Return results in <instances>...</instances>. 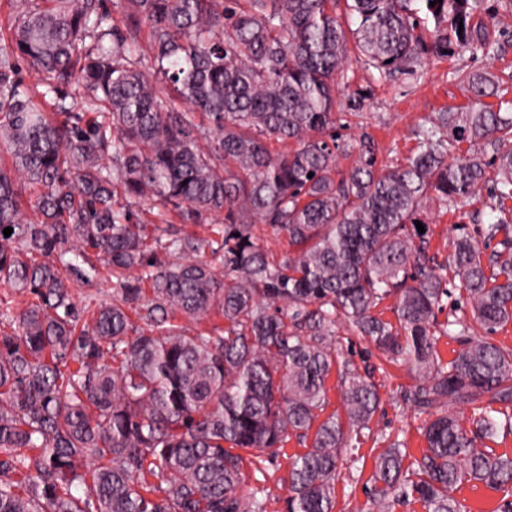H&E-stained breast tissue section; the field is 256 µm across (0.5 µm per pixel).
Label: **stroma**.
Wrapping results in <instances>:
<instances>
[{
	"mask_svg": "<svg viewBox=\"0 0 512 512\" xmlns=\"http://www.w3.org/2000/svg\"><path fill=\"white\" fill-rule=\"evenodd\" d=\"M482 13L497 42L495 57L459 51L447 59L429 58L421 74H399L387 81L378 80L359 63H350L348 80H337L336 99L343 112H367V125L351 127L354 138L368 137L374 141L379 161H405L416 148L411 131L439 112L469 107L473 101L470 89L455 77L456 70H486L494 73L512 71V9L504 10L500 0H482ZM424 218L428 223L430 251L438 261H445L452 252L454 230L458 224H474L488 219L481 199H473L461 212H448L437 202H427ZM375 381L382 398L372 423L371 433L356 442L358 463H344L336 482L334 512H375L367 491L373 457L378 444L376 433L405 437L411 456H420L425 442L420 437L410 405L404 404L400 393L412 383L403 366H388L377 373ZM306 440L290 438L279 455L258 461L244 472L242 490L263 482L270 494L268 512H284L286 481L294 456L309 448Z\"/></svg>",
	"mask_w": 512,
	"mask_h": 512,
	"instance_id": "stroma-1",
	"label": "stroma"
}]
</instances>
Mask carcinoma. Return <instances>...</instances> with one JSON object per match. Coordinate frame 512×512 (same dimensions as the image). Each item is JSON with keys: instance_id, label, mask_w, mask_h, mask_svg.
<instances>
[{"instance_id": "obj_1", "label": "carcinoma", "mask_w": 512, "mask_h": 512, "mask_svg": "<svg viewBox=\"0 0 512 512\" xmlns=\"http://www.w3.org/2000/svg\"><path fill=\"white\" fill-rule=\"evenodd\" d=\"M430 2L112 0L119 27L104 0H17L0 31V512H267V488L241 492L245 452L310 435L286 512H333L351 434L380 407L374 370L339 356L342 326L377 369L407 367L421 416V457L396 438L373 458L377 512H465L466 483L512 512V455L485 445L512 435V348L493 340L512 322V117L482 102L512 75L460 74L475 104L413 128L403 164L336 132L352 57L386 79L497 52L478 0ZM483 190L490 220L457 226L437 262L426 201L460 212ZM209 216L217 240L174 227ZM259 225L286 237L280 258ZM91 252L112 303L79 310L69 279L98 276ZM387 299L395 324L375 313ZM213 315L224 331L181 323ZM439 334L462 344L449 361ZM334 370L346 420L321 421Z\"/></svg>"}]
</instances>
